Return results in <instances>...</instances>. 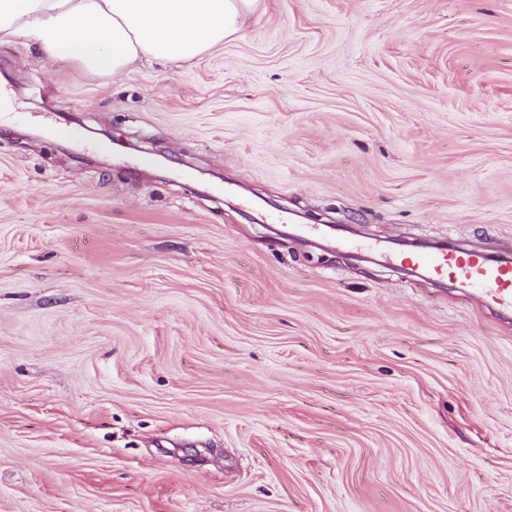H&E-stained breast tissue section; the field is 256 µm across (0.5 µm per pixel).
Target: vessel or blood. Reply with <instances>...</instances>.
<instances>
[{
    "instance_id": "1",
    "label": "vessel or blood",
    "mask_w": 512,
    "mask_h": 512,
    "mask_svg": "<svg viewBox=\"0 0 512 512\" xmlns=\"http://www.w3.org/2000/svg\"><path fill=\"white\" fill-rule=\"evenodd\" d=\"M422 270L425 279L447 282L468 296H475L503 318L512 317V259L498 260L451 245L424 243L407 258Z\"/></svg>"
}]
</instances>
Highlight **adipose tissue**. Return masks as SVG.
I'll return each mask as SVG.
<instances>
[{
  "label": "adipose tissue",
  "instance_id": "1",
  "mask_svg": "<svg viewBox=\"0 0 512 512\" xmlns=\"http://www.w3.org/2000/svg\"><path fill=\"white\" fill-rule=\"evenodd\" d=\"M257 0H0V41L117 74L141 58L191 61L235 38Z\"/></svg>",
  "mask_w": 512,
  "mask_h": 512
}]
</instances>
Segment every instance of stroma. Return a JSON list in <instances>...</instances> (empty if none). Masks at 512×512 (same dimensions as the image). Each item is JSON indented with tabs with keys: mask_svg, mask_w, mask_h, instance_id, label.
I'll list each match as a JSON object with an SVG mask.
<instances>
[{
	"mask_svg": "<svg viewBox=\"0 0 512 512\" xmlns=\"http://www.w3.org/2000/svg\"><path fill=\"white\" fill-rule=\"evenodd\" d=\"M0 92V512H512V320L348 247L512 254V0Z\"/></svg>",
	"mask_w": 512,
	"mask_h": 512,
	"instance_id": "obj_1",
	"label": "stroma"
}]
</instances>
